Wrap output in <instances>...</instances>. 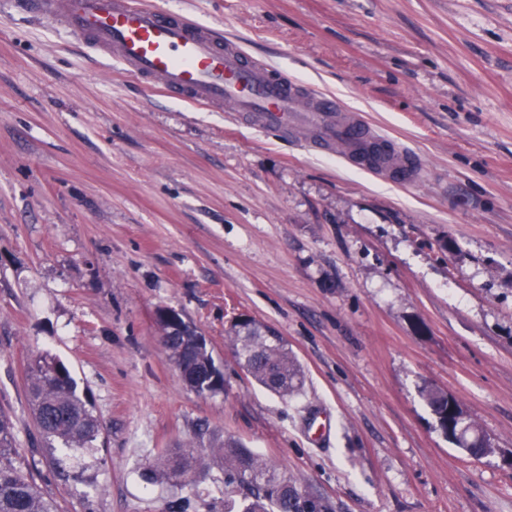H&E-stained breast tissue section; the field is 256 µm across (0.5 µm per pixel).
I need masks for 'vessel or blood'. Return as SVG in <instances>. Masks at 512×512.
Listing matches in <instances>:
<instances>
[{
    "instance_id": "vessel-or-blood-1",
    "label": "vessel or blood",
    "mask_w": 512,
    "mask_h": 512,
    "mask_svg": "<svg viewBox=\"0 0 512 512\" xmlns=\"http://www.w3.org/2000/svg\"><path fill=\"white\" fill-rule=\"evenodd\" d=\"M24 5L148 86L231 111L239 122L338 154L401 185L421 178V159L370 127L361 113L252 60L235 42L183 14L149 0H24Z\"/></svg>"
}]
</instances>
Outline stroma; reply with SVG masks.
Wrapping results in <instances>:
<instances>
[{
    "instance_id": "35a3bbf8",
    "label": "stroma",
    "mask_w": 512,
    "mask_h": 512,
    "mask_svg": "<svg viewBox=\"0 0 512 512\" xmlns=\"http://www.w3.org/2000/svg\"><path fill=\"white\" fill-rule=\"evenodd\" d=\"M362 111L419 154L398 186L333 153L147 89L0 0V408L11 460L59 512H224L231 439L335 512H512V0H155ZM224 372L201 397L158 309ZM282 336L288 399L231 327ZM87 392L89 448L32 447L29 358ZM454 396L497 453L442 433ZM184 452L207 469L150 484ZM232 333L239 360L261 386L281 399H288L300 390L301 369L274 330L247 319L234 323ZM422 395L438 421L448 408V420L447 424L445 423V425H447L448 439L453 443H456L457 435L455 434V428L457 427L458 422L464 419V414L459 409L460 406L457 400L453 398L459 407L448 393L429 386L422 390Z\"/></svg>"
}]
</instances>
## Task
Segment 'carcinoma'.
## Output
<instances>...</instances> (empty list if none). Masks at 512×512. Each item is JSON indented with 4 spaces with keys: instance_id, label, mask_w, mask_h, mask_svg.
I'll list each match as a JSON object with an SVG mask.
<instances>
[{
    "instance_id": "1",
    "label": "carcinoma",
    "mask_w": 512,
    "mask_h": 512,
    "mask_svg": "<svg viewBox=\"0 0 512 512\" xmlns=\"http://www.w3.org/2000/svg\"><path fill=\"white\" fill-rule=\"evenodd\" d=\"M232 333L239 360L261 386L282 399L300 390L301 369L274 330L247 319L234 323ZM167 349L188 389L204 397L224 391L219 367L191 323H183V331L169 339ZM26 384L41 445L87 448L96 441L102 425L61 360L49 354L30 358ZM422 395L435 416L442 417L448 408V393L427 386ZM15 448L16 423L1 409L0 512H57L53 499L40 491L30 475L4 462ZM219 452L224 459V489L229 494L224 512H334L328 499L300 491L283 471L238 442L224 441ZM200 468L201 460L187 454L155 460L149 474L156 483L177 485L193 478Z\"/></svg>"
}]
</instances>
